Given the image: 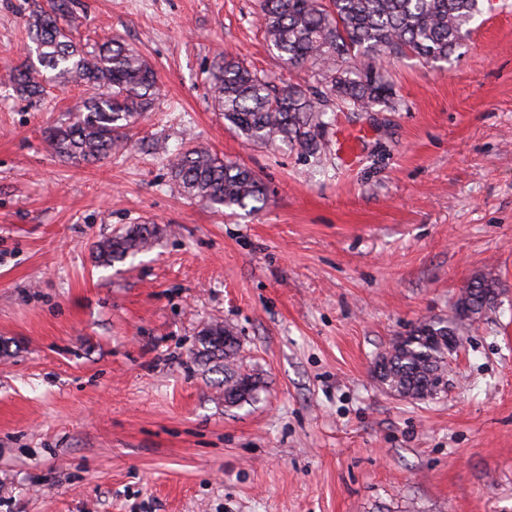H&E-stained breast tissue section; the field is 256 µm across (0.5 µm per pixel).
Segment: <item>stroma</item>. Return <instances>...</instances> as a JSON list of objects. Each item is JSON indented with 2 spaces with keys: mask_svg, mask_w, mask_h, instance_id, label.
<instances>
[{
  "mask_svg": "<svg viewBox=\"0 0 512 512\" xmlns=\"http://www.w3.org/2000/svg\"><path fill=\"white\" fill-rule=\"evenodd\" d=\"M79 2L75 38L120 37L159 96L112 158L75 165L44 132L84 88L0 86V512H512V0H483L445 68L385 64L396 109L337 113L317 156L248 143L215 107L222 55L282 71L258 0ZM46 3L0 0V72ZM198 141L267 204L182 195L166 154ZM132 224L157 241L99 266L96 242ZM484 272L498 304L460 329L445 391L383 388L377 357L454 323ZM213 321L255 400L225 406L195 361Z\"/></svg>",
  "mask_w": 512,
  "mask_h": 512,
  "instance_id": "obj_1",
  "label": "stroma"
}]
</instances>
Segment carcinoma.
I'll list each match as a JSON object with an SVG mask.
<instances>
[{
  "label": "carcinoma",
  "instance_id": "obj_1",
  "mask_svg": "<svg viewBox=\"0 0 512 512\" xmlns=\"http://www.w3.org/2000/svg\"><path fill=\"white\" fill-rule=\"evenodd\" d=\"M74 0H51V9L27 19L36 60L5 74L0 82L17 97L41 98L50 80L85 83L96 95L46 134L49 148L73 163L112 157L137 119L158 96L155 72L135 50L113 37L92 45L74 40L68 21ZM480 12V0H260L263 34L284 68L306 67L304 83L279 85L276 78L226 54L214 74L215 101L224 120L247 141L299 146L307 155L322 149L319 130L329 112H366L376 106L396 109L392 85L376 61L411 56L425 63H446L461 46L464 27ZM172 179L189 198L220 211L233 207L257 211L268 201L267 187L249 168L226 161L196 143L170 159ZM157 229L134 224L95 247L97 263L110 266L151 245ZM496 279L482 275L461 290L459 301L473 320L494 308L484 291ZM457 328L429 321L391 343L378 374L386 388L402 397L425 399L446 381L448 338ZM199 361L224 372V403L255 398L257 381L240 374L235 361L240 343L221 322L199 332Z\"/></svg>",
  "mask_w": 512,
  "mask_h": 512
}]
</instances>
